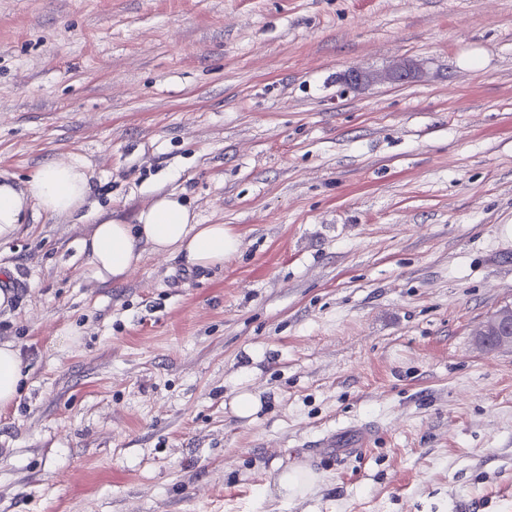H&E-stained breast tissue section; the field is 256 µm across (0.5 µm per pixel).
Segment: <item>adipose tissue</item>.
<instances>
[{
    "label": "adipose tissue",
    "mask_w": 512,
    "mask_h": 512,
    "mask_svg": "<svg viewBox=\"0 0 512 512\" xmlns=\"http://www.w3.org/2000/svg\"><path fill=\"white\" fill-rule=\"evenodd\" d=\"M92 186L82 163L44 166L25 188L0 180V239H10L38 208L53 218H71L87 204ZM240 247L239 236L221 224L198 223L195 214L176 194L155 198L134 222L106 218L81 240L83 275L103 284L121 285L138 267L145 253L177 256L190 268L223 265ZM22 358L13 343H0V407L12 404L23 378Z\"/></svg>",
    "instance_id": "ef3b65f1"
}]
</instances>
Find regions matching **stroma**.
<instances>
[{
    "label": "stroma",
    "instance_id": "obj_1",
    "mask_svg": "<svg viewBox=\"0 0 512 512\" xmlns=\"http://www.w3.org/2000/svg\"><path fill=\"white\" fill-rule=\"evenodd\" d=\"M71 161L92 216L0 241V512H512V0H0V176ZM168 192L239 252L85 280ZM495 339L497 348H512V306L499 309L478 331L479 340L483 341L490 335ZM22 366L20 352L14 344L0 343V407L12 404L19 396Z\"/></svg>",
    "mask_w": 512,
    "mask_h": 512
}]
</instances>
